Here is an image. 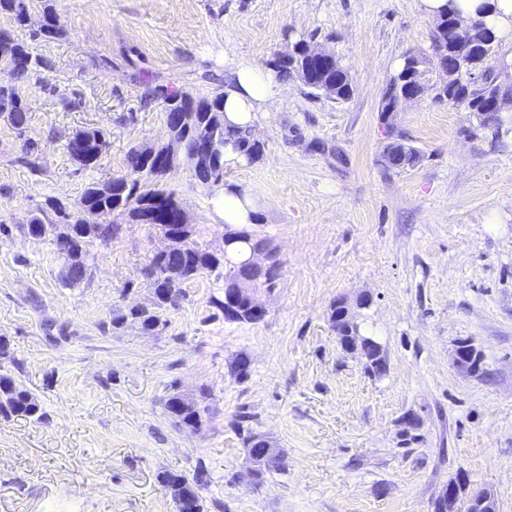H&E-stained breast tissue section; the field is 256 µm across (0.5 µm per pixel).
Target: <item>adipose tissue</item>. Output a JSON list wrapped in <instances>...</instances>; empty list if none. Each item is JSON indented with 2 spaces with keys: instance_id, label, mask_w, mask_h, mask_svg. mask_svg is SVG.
Wrapping results in <instances>:
<instances>
[{
  "instance_id": "ef3b65f1",
  "label": "adipose tissue",
  "mask_w": 512,
  "mask_h": 512,
  "mask_svg": "<svg viewBox=\"0 0 512 512\" xmlns=\"http://www.w3.org/2000/svg\"><path fill=\"white\" fill-rule=\"evenodd\" d=\"M454 3L462 18L473 16L483 5L489 6V19L499 34L512 32V0H420L422 11L437 17L447 3ZM288 87L272 70L240 63L232 68L224 86V124L232 128L252 127L259 113L271 112ZM214 203L224 223L240 229L255 223L260 207L251 195L224 186L216 190Z\"/></svg>"
}]
</instances>
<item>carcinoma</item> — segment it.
<instances>
[{"mask_svg":"<svg viewBox=\"0 0 512 512\" xmlns=\"http://www.w3.org/2000/svg\"><path fill=\"white\" fill-rule=\"evenodd\" d=\"M33 0H0V13L13 16L16 23L24 25L28 20L29 9ZM458 11L453 4L435 19L432 31V47L440 44L454 49V38L448 31V16H456ZM43 28L40 36L51 39L61 32L60 23L50 6H45L42 13ZM483 46L475 48L469 54V68L465 81L458 87H451L443 96L437 97L439 102L462 105L470 112H480L489 107L485 99L487 85L497 80L496 66L491 64L496 58L500 37L494 28L481 22L478 32ZM297 52L289 60L275 61L274 68L280 77L299 76L307 71L305 86L321 94L331 90L336 101L343 102L350 97V77L336 72L327 65L310 61L305 54L303 42L295 44ZM0 63L14 71L15 80L28 82L41 66V60L30 51L28 44L14 37L11 31L0 29ZM159 99L164 104L167 141L156 146V156L152 159L144 155L140 146H132L126 155V172L110 181V189L104 193L97 183L89 184L84 190L81 204L88 211L100 213L107 218L115 211H122L139 223L171 224L172 215L181 206L174 192L162 187L161 177L166 169L181 163V153H189L196 147V136L192 132L179 130L176 126V112L180 104L186 100L200 112L201 120L208 114L218 112L224 107V93L213 96H199L183 89L165 85H157L148 94V99ZM0 116L7 119L10 125L20 131L27 122V106L18 88L13 86L0 89ZM78 134L88 138L87 158L84 165H97L101 150L105 147V135L100 129H83ZM232 144L238 154L249 162H254L263 155V144L254 140L250 131L240 128H223L218 134L212 152L202 159L195 172L196 179L203 185L220 183L224 180V146ZM422 160V153L404 138L395 139L387 144L381 163L387 170L414 167ZM47 206L51 208L64 224L74 225V236L69 239H55L57 252L66 256L77 244L87 240L110 241L118 234L119 227L110 222H99L88 226L78 223L66 207L60 202L50 199ZM167 266L183 269L184 281L194 280L207 272H219L224 278V287L229 288L239 276L241 268L219 255L200 248L187 237L184 245L166 255L151 259L146 276L149 286L158 289V300L148 312L117 309L112 312L110 325L114 329L137 326L144 333H158L168 325L167 312L176 307L170 300L168 284L162 279L161 271ZM165 409L176 424L191 430L198 429L203 423L206 408L197 401L184 403L178 394V388L171 387V394L165 401ZM0 417H23L33 421H41L45 417L40 401L31 392H26L17 405L11 408H0ZM158 483L175 504L177 512H204V505L199 489L205 482L204 472H197L189 479L171 471H163L157 475Z\"/></svg>","mask_w":512,"mask_h":512,"instance_id":"cac0c4a2","label":"carcinoma"}]
</instances>
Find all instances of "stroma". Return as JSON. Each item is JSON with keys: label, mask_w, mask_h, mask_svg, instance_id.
Listing matches in <instances>:
<instances>
[{"label": "stroma", "mask_w": 512, "mask_h": 512, "mask_svg": "<svg viewBox=\"0 0 512 512\" xmlns=\"http://www.w3.org/2000/svg\"><path fill=\"white\" fill-rule=\"evenodd\" d=\"M46 5L62 28L52 39L35 34ZM433 26L420 0H33L20 29L0 14L44 62L42 88L19 87L24 130L0 117V337L13 355L0 371L46 413L0 418V512H176L157 474L200 467L205 512H435L458 479L512 512V112L495 135L429 94L390 120L380 112L404 57L431 54ZM309 38L347 68L351 99L293 81L255 128L262 157L224 161L225 183L257 199L253 230L281 260L264 318L225 321L212 305L224 280L205 274L185 284L162 332L103 329L113 310L149 303L145 272L162 239L114 213L118 235L89 247L90 276L69 288L52 236L27 233L33 211L55 198L78 212L88 183L124 173L131 146L165 142L149 87L209 96L232 65L268 66ZM83 127L107 140L91 169L66 151ZM396 136L420 164L381 166ZM163 182L198 245L221 249L213 191L186 164ZM365 295L360 330L382 346L379 376L340 348L329 321L337 301ZM463 341L479 369L456 363ZM240 358L244 378L232 369ZM174 385L207 391L198 431L166 412ZM240 414L282 449L280 470L251 476Z\"/></svg>", "instance_id": "stroma-1"}]
</instances>
